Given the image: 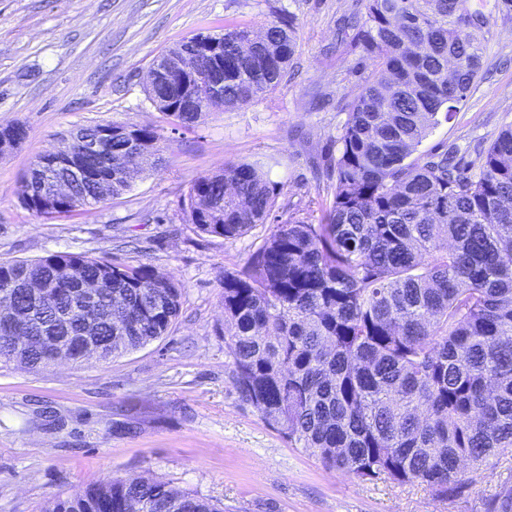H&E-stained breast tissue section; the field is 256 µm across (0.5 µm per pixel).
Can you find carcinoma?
<instances>
[{
    "mask_svg": "<svg viewBox=\"0 0 512 512\" xmlns=\"http://www.w3.org/2000/svg\"><path fill=\"white\" fill-rule=\"evenodd\" d=\"M348 51L369 63L326 168L329 204L319 223L278 224L240 271L224 273V346L239 399L290 445L324 467L365 482H420L444 500L463 496L490 458L512 455V125L469 165L455 148L418 151L482 78V30L461 35L467 19L512 7V0H361ZM296 21L273 14L265 44L241 57L242 27L212 33L219 53L198 58L224 74L223 107L255 100L288 75ZM467 67L448 94V56ZM172 122L202 117L177 106L169 88L147 89ZM79 130L57 158L39 155L21 179L19 199L36 216L63 215L119 196L131 186L123 166L133 152L163 165L160 137L134 128L135 146L112 135L105 154ZM27 137L20 124L0 129V155ZM84 176L63 199L51 181ZM275 188L251 163H226L191 185L187 219L202 233L236 239L263 224ZM99 284L91 301L82 285ZM51 291L33 298L35 288ZM0 363L49 366L29 336L66 343L91 336L102 359L166 335L180 289L145 264H114L86 253L55 252L34 261H0ZM44 512H221L162 481L108 476L76 497L57 496ZM512 512V486L486 502Z\"/></svg>",
    "mask_w": 512,
    "mask_h": 512,
    "instance_id": "1",
    "label": "carcinoma"
}]
</instances>
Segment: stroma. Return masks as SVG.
Segmentation results:
<instances>
[{"instance_id":"1","label":"stroma","mask_w":512,"mask_h":512,"mask_svg":"<svg viewBox=\"0 0 512 512\" xmlns=\"http://www.w3.org/2000/svg\"><path fill=\"white\" fill-rule=\"evenodd\" d=\"M358 9V0H0V128L27 129L0 156V260L87 253L149 265L181 290L171 331L138 350L0 365V512H42L110 475L167 481L222 512H485L512 482L510 456L455 500L417 482L359 481L289 445L232 385L224 274L243 268L275 224L317 223L328 204L316 170L336 153L341 106L359 83L337 21ZM279 10L297 23L287 82L189 129L148 101V70L170 48L224 26L259 32ZM484 36L483 79L422 150L454 144L470 162L512 125V9L493 14ZM102 122L154 129L164 167L143 165L122 195L59 217L23 208L19 181L35 157ZM227 162L260 163L277 193L273 219L237 239L199 233L183 211L192 179Z\"/></svg>"}]
</instances>
